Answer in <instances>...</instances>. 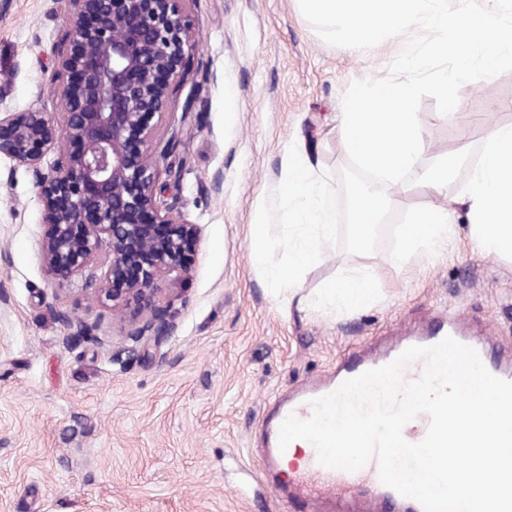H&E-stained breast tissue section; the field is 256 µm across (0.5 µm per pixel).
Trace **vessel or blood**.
<instances>
[{
	"label": "vessel or blood",
	"instance_id": "vessel-or-blood-1",
	"mask_svg": "<svg viewBox=\"0 0 512 512\" xmlns=\"http://www.w3.org/2000/svg\"><path fill=\"white\" fill-rule=\"evenodd\" d=\"M447 336L474 348L493 375L512 381V355H497L484 341L471 338L465 328L463 312H449L444 318L434 321L421 335L404 338L380 354L351 350L337 362L335 371L326 382L275 399L261 420L263 447L258 459L262 472L276 476L282 471L285 454L279 449L278 438L280 425L288 415H295L302 420L308 419L313 413V399L335 391L344 381L367 370L392 362L408 347L432 346ZM331 487L343 492L342 497L337 500L338 505L355 506L358 512H423L417 501L404 497L381 483L377 462H370L356 472L329 469L319 464L317 454L313 451L303 456L301 464L286 478L281 490L292 499L298 495L300 489H307V501L313 512H324L322 492Z\"/></svg>",
	"mask_w": 512,
	"mask_h": 512
}]
</instances>
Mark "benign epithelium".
I'll use <instances>...</instances> for the list:
<instances>
[{
	"label": "benign epithelium",
	"mask_w": 512,
	"mask_h": 512,
	"mask_svg": "<svg viewBox=\"0 0 512 512\" xmlns=\"http://www.w3.org/2000/svg\"><path fill=\"white\" fill-rule=\"evenodd\" d=\"M72 24L51 55L64 76L62 124L45 112L0 108V157L32 172L46 226L40 258L53 278H78L104 313L131 301L145 310L128 335L173 334L165 285L193 271L202 228L173 216L159 170L171 142L151 143V121L191 69L177 0H67ZM62 158L46 169L58 147ZM75 336L96 326L64 315Z\"/></svg>",
	"instance_id": "1"
}]
</instances>
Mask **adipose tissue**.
I'll return each instance as SVG.
<instances>
[{"instance_id": "adipose-tissue-1", "label": "adipose tissue", "mask_w": 512, "mask_h": 512, "mask_svg": "<svg viewBox=\"0 0 512 512\" xmlns=\"http://www.w3.org/2000/svg\"><path fill=\"white\" fill-rule=\"evenodd\" d=\"M415 92L410 81L359 86L349 95L337 125L347 152L366 172L393 184L408 176L428 197L408 215L402 232L405 247L390 258L398 268L412 257H428L447 247L457 232L451 209L437 202L454 169L445 160L431 168L422 166L427 145L410 107ZM333 191L305 146L294 143L284 148L278 179L280 219L284 228L305 224L309 230L295 239L289 261L281 267L268 261L272 241L266 221L250 225L248 235L252 266L278 288L281 304L293 300L304 270L322 259L326 242L336 235L335 217L326 207ZM349 202L352 237L365 242L373 226L383 223L390 200L373 182L356 181L349 188ZM461 203L476 247L488 254L512 256V125L497 126L485 138ZM324 295L348 307L363 306L374 296L373 275L365 268L330 281Z\"/></svg>"}]
</instances>
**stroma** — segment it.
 Instances as JSON below:
<instances>
[{"mask_svg": "<svg viewBox=\"0 0 512 512\" xmlns=\"http://www.w3.org/2000/svg\"><path fill=\"white\" fill-rule=\"evenodd\" d=\"M193 33L189 76L154 136L176 135L168 193L202 227L194 271L177 283L171 336L135 342V307L73 338L63 314L94 322L96 301L54 279L39 257L42 206L31 174L0 158V512H284L257 467L266 402L326 380L351 349L381 350L420 333L431 312L464 311L469 331L512 347V261L480 253L463 209L439 254L403 269L401 227L424 196L403 184L369 250L348 234L347 184L363 172L336 133L353 81L384 76L404 40L349 52L325 43L295 0H179ZM64 0H0V101L61 120L52 45L65 42ZM463 115L432 98L418 112L428 149L466 163L448 184L454 206L489 130L512 125V72L465 84ZM302 143L339 190L336 236L288 309L253 269L247 236L276 195L284 146ZM223 173L221 189L212 177ZM362 267L375 296L350 310L322 287Z\"/></svg>", "mask_w": 512, "mask_h": 512, "instance_id": "stroma-1", "label": "stroma"}]
</instances>
